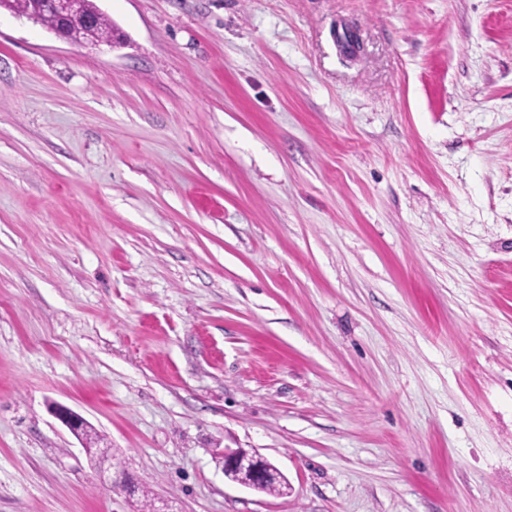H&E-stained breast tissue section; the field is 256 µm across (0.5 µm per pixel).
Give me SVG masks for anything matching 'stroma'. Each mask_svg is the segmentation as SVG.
Masks as SVG:
<instances>
[{
    "label": "stroma",
    "instance_id": "35a3bbf8",
    "mask_svg": "<svg viewBox=\"0 0 512 512\" xmlns=\"http://www.w3.org/2000/svg\"><path fill=\"white\" fill-rule=\"evenodd\" d=\"M95 3L0 9V512H512V0ZM0 0V7L6 8L21 15L27 14L31 6L33 16L51 13L58 17L62 23L72 27L93 29L96 24V15L86 13L82 9V0ZM264 459L259 456L245 457L240 448H225L224 466L230 475H235L232 481L238 485L257 490V486L271 477L272 470H267Z\"/></svg>",
    "mask_w": 512,
    "mask_h": 512
}]
</instances>
